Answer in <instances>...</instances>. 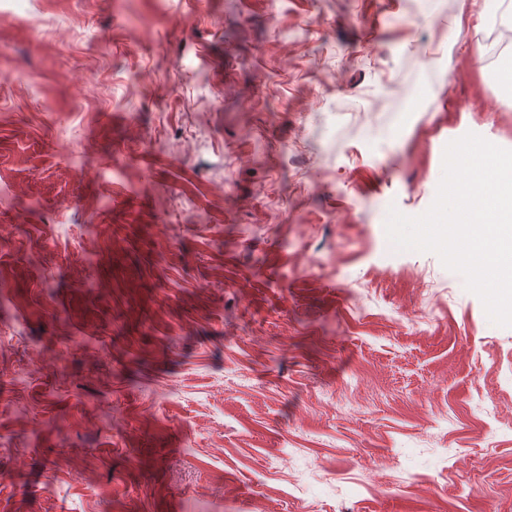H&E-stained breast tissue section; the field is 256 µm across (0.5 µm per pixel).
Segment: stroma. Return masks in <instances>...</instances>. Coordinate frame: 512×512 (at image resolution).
Returning a JSON list of instances; mask_svg holds the SVG:
<instances>
[{
    "label": "stroma",
    "mask_w": 512,
    "mask_h": 512,
    "mask_svg": "<svg viewBox=\"0 0 512 512\" xmlns=\"http://www.w3.org/2000/svg\"><path fill=\"white\" fill-rule=\"evenodd\" d=\"M462 0H0V512H512V327L390 208L512 149Z\"/></svg>",
    "instance_id": "1"
}]
</instances>
